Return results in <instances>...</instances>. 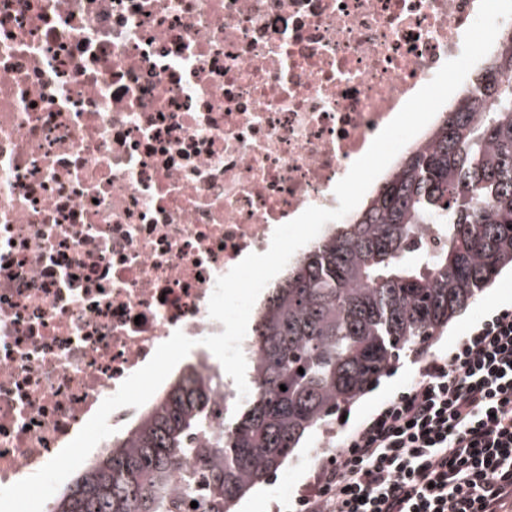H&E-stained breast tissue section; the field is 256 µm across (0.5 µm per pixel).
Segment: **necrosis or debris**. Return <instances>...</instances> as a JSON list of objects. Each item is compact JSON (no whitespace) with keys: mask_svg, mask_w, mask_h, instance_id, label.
Segmentation results:
<instances>
[{"mask_svg":"<svg viewBox=\"0 0 512 512\" xmlns=\"http://www.w3.org/2000/svg\"><path fill=\"white\" fill-rule=\"evenodd\" d=\"M479 0H0V487L318 206Z\"/></svg>","mask_w":512,"mask_h":512,"instance_id":"obj_1","label":"necrosis or debris"}]
</instances>
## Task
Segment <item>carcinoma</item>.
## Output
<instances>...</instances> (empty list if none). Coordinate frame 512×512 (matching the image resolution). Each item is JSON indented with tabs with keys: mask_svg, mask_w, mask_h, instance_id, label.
<instances>
[{
	"mask_svg": "<svg viewBox=\"0 0 512 512\" xmlns=\"http://www.w3.org/2000/svg\"><path fill=\"white\" fill-rule=\"evenodd\" d=\"M499 39L474 91L440 113L430 143L405 155L351 222L333 225L258 305L253 399L212 431L224 377L209 365L185 368L49 512H172L168 475L193 456L207 487L193 512H233L307 431L512 267V27ZM423 224L446 228L432 253ZM206 432L212 447L186 446Z\"/></svg>",
	"mask_w": 512,
	"mask_h": 512,
	"instance_id": "carcinoma-1",
	"label": "carcinoma"
}]
</instances>
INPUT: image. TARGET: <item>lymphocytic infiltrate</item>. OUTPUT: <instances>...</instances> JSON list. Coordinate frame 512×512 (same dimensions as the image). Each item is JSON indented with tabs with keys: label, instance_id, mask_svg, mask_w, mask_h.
<instances>
[{
	"label": "lymphocytic infiltrate",
	"instance_id": "1",
	"mask_svg": "<svg viewBox=\"0 0 512 512\" xmlns=\"http://www.w3.org/2000/svg\"><path fill=\"white\" fill-rule=\"evenodd\" d=\"M296 502L301 512H512V304L449 354L422 359Z\"/></svg>",
	"mask_w": 512,
	"mask_h": 512
}]
</instances>
